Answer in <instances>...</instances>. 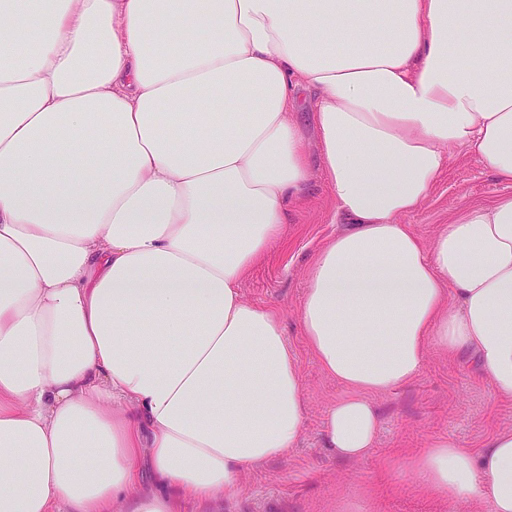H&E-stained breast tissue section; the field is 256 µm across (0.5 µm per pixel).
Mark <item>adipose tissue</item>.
<instances>
[{
	"label": "adipose tissue",
	"mask_w": 512,
	"mask_h": 512,
	"mask_svg": "<svg viewBox=\"0 0 512 512\" xmlns=\"http://www.w3.org/2000/svg\"><path fill=\"white\" fill-rule=\"evenodd\" d=\"M0 47V512H179L297 447V360L240 283L317 170L344 229L298 321L345 391L330 453L375 447L432 349L512 399V196L403 222L455 156L512 184V0H0ZM409 464L512 512V428Z\"/></svg>",
	"instance_id": "ef3b65f1"
}]
</instances>
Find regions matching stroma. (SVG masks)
<instances>
[{
  "label": "stroma",
  "instance_id": "stroma-1",
  "mask_svg": "<svg viewBox=\"0 0 512 512\" xmlns=\"http://www.w3.org/2000/svg\"><path fill=\"white\" fill-rule=\"evenodd\" d=\"M505 196H512L511 185L500 182L476 159L461 155L451 161L430 198L406 222L427 242L441 225L467 207ZM334 212L324 177L315 175L305 195L289 205L282 239L241 285L247 300L277 308L283 316L307 402L299 448L244 473L237 498L189 500L183 503L182 512H329L336 498L356 496L365 485L371 498L363 502L361 512H454L447 501L419 492L406 459L441 438L477 450L498 429L512 427V399L499 398L488 376L468 362H453L432 350L414 382L376 397L381 428L377 445L367 456L346 461L328 452L323 420L343 390L322 373L305 345L298 327V307L309 260L339 230L333 222Z\"/></svg>",
  "mask_w": 512,
  "mask_h": 512
}]
</instances>
